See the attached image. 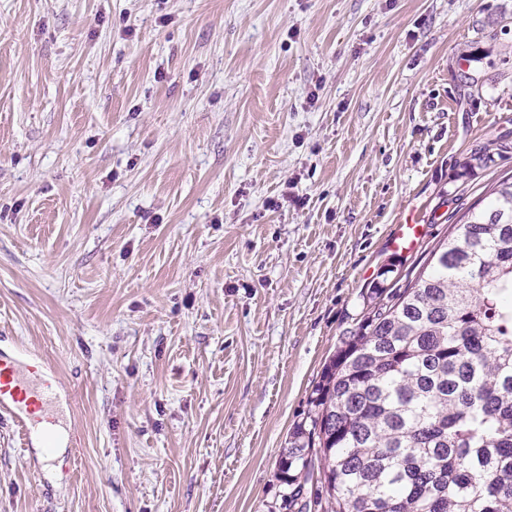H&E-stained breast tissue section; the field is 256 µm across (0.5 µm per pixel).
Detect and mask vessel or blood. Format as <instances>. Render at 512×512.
Masks as SVG:
<instances>
[{"label": "vessel or blood", "instance_id": "obj_1", "mask_svg": "<svg viewBox=\"0 0 512 512\" xmlns=\"http://www.w3.org/2000/svg\"><path fill=\"white\" fill-rule=\"evenodd\" d=\"M54 394V379L41 368L24 369L0 355V416L13 422L22 447H30L37 435L52 442L54 420L48 406Z\"/></svg>", "mask_w": 512, "mask_h": 512}]
</instances>
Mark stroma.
I'll list each match as a JSON object with an SVG mask.
<instances>
[{"label":"stroma","instance_id":"obj_1","mask_svg":"<svg viewBox=\"0 0 512 512\" xmlns=\"http://www.w3.org/2000/svg\"><path fill=\"white\" fill-rule=\"evenodd\" d=\"M499 137L512 0H0V352L82 436L0 420V512H284L364 293L512 175H458Z\"/></svg>","mask_w":512,"mask_h":512}]
</instances>
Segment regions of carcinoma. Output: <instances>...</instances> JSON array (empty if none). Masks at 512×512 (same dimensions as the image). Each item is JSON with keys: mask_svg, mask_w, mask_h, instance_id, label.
<instances>
[{"mask_svg": "<svg viewBox=\"0 0 512 512\" xmlns=\"http://www.w3.org/2000/svg\"><path fill=\"white\" fill-rule=\"evenodd\" d=\"M451 216L431 271L369 289L323 366L280 461L288 512H512V175Z\"/></svg>", "mask_w": 512, "mask_h": 512, "instance_id": "1", "label": "carcinoma"}]
</instances>
